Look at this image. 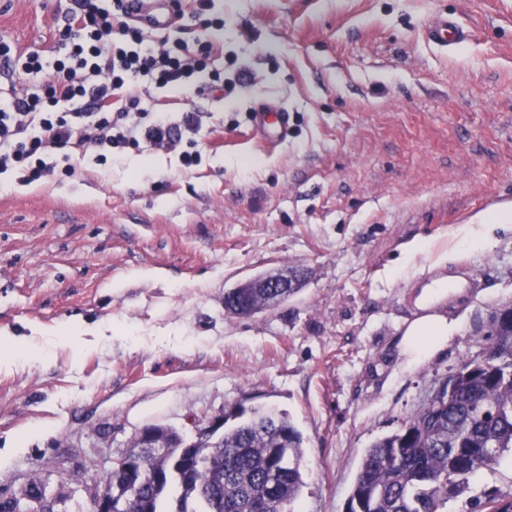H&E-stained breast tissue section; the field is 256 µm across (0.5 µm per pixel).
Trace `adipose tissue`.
I'll return each mask as SVG.
<instances>
[{
  "label": "adipose tissue",
  "mask_w": 512,
  "mask_h": 512,
  "mask_svg": "<svg viewBox=\"0 0 512 512\" xmlns=\"http://www.w3.org/2000/svg\"><path fill=\"white\" fill-rule=\"evenodd\" d=\"M448 293L447 282L440 281L426 288L420 298L423 316L413 320L406 328L401 352L407 363L421 361L443 348L455 332V326L446 316L433 312V305Z\"/></svg>",
  "instance_id": "1"
}]
</instances>
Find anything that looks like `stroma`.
<instances>
[{
	"label": "stroma",
	"mask_w": 512,
	"mask_h": 512,
	"mask_svg": "<svg viewBox=\"0 0 512 512\" xmlns=\"http://www.w3.org/2000/svg\"><path fill=\"white\" fill-rule=\"evenodd\" d=\"M72 0H0V40L48 49ZM224 96L153 90L204 117L201 160L129 149L112 164L29 185L0 175V502L41 482L57 512H86L85 471L150 425L196 437L238 412L286 413L305 441L295 512H344L367 448L417 409L438 375L477 354L490 313L512 304V217L495 244L460 227L512 207V0H214ZM439 15L465 32L443 50ZM264 103L286 141L252 135ZM302 268L300 291L251 317L224 293ZM436 305L448 345L400 364L415 299ZM512 496V457L479 472L448 512Z\"/></svg>",
	"instance_id": "35a3bbf8"
}]
</instances>
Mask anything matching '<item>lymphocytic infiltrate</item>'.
I'll use <instances>...</instances> for the list:
<instances>
[{"label":"lymphocytic infiltrate","mask_w":512,"mask_h":512,"mask_svg":"<svg viewBox=\"0 0 512 512\" xmlns=\"http://www.w3.org/2000/svg\"><path fill=\"white\" fill-rule=\"evenodd\" d=\"M54 53L52 79L38 91L24 90L0 104V173L13 170L32 183L53 173L71 176L76 159L94 151L97 164L141 145L179 149L185 166L196 165L199 149H182L184 133L198 132L201 116L180 119L151 110L150 91L180 90L207 79L224 87L223 71L212 68L217 43L209 39L170 42L135 25L124 0L111 10L97 0H73L57 29L52 50L18 51L0 40V63H19V82L42 73Z\"/></svg>","instance_id":"1"}]
</instances>
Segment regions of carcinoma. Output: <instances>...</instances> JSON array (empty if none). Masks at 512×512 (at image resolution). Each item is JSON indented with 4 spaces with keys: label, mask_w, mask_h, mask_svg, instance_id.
I'll return each instance as SVG.
<instances>
[{
    "label": "carcinoma",
    "mask_w": 512,
    "mask_h": 512,
    "mask_svg": "<svg viewBox=\"0 0 512 512\" xmlns=\"http://www.w3.org/2000/svg\"><path fill=\"white\" fill-rule=\"evenodd\" d=\"M238 316L287 300L265 288H233ZM512 453V307L495 310L486 344L441 376L417 410L366 451L347 512H448V502L481 470ZM303 436L285 415L254 410L224 430V443L195 448L191 462L206 464L204 477L184 465L169 474L141 454L142 465L162 473L156 483L131 484L129 508L168 512L167 496L179 491L174 512H294L304 487Z\"/></svg>",
    "instance_id": "obj_1"
}]
</instances>
